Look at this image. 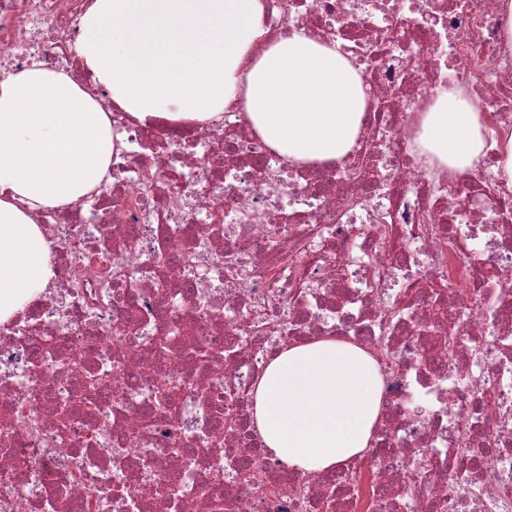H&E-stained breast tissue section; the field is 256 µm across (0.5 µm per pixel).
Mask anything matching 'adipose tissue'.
Returning <instances> with one entry per match:
<instances>
[{"instance_id": "obj_1", "label": "adipose tissue", "mask_w": 512, "mask_h": 512, "mask_svg": "<svg viewBox=\"0 0 512 512\" xmlns=\"http://www.w3.org/2000/svg\"><path fill=\"white\" fill-rule=\"evenodd\" d=\"M261 0H94L77 53L141 124H204L244 98L252 131L301 166L349 156L368 87L338 46L300 34L265 42ZM481 112L440 92L419 113L429 166L471 168L484 148ZM110 118L68 70L35 62L0 79V323L48 292L50 248L32 218L71 206L108 176ZM374 360L328 337L282 350L254 392L266 448L324 474L366 451L380 412Z\"/></svg>"}]
</instances>
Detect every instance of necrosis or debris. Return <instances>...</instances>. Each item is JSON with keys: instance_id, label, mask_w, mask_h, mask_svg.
Segmentation results:
<instances>
[{"instance_id": "4bbe7bcc", "label": "necrosis or debris", "mask_w": 512, "mask_h": 512, "mask_svg": "<svg viewBox=\"0 0 512 512\" xmlns=\"http://www.w3.org/2000/svg\"><path fill=\"white\" fill-rule=\"evenodd\" d=\"M92 3L0 0V76L65 67L123 142L110 181L34 215L65 307L0 324V512H512V0H265L268 39L339 44L369 87L358 148L318 169L239 109L175 130L114 108L74 50ZM441 89L488 119L462 174L410 145ZM323 336L376 361L381 411L311 478L264 453L252 391Z\"/></svg>"}]
</instances>
